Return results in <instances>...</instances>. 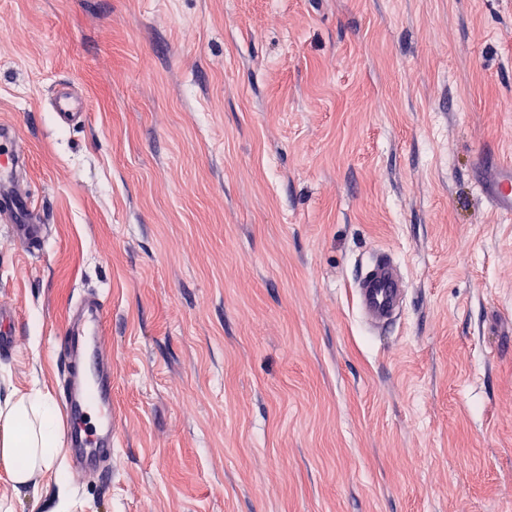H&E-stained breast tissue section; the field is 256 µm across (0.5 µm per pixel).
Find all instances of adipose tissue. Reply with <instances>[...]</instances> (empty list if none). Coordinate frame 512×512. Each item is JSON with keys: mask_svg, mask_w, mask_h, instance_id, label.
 I'll return each instance as SVG.
<instances>
[{"mask_svg": "<svg viewBox=\"0 0 512 512\" xmlns=\"http://www.w3.org/2000/svg\"><path fill=\"white\" fill-rule=\"evenodd\" d=\"M64 445L58 415L46 395L31 391L0 403V462L13 484L25 485L33 471L53 470Z\"/></svg>", "mask_w": 512, "mask_h": 512, "instance_id": "ef3b65f1", "label": "adipose tissue"}]
</instances>
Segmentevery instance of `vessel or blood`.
<instances>
[{"label":"vessel or blood","mask_w":512,"mask_h":512,"mask_svg":"<svg viewBox=\"0 0 512 512\" xmlns=\"http://www.w3.org/2000/svg\"><path fill=\"white\" fill-rule=\"evenodd\" d=\"M56 119L64 125L84 120L85 101L71 85H60L50 102ZM13 125L0 123V203L13 217L11 233L16 242L36 249L42 228L30 196L15 192L18 174L26 157L15 147ZM493 209L512 216V169L485 186ZM357 308L369 326H388L403 309L408 288L399 266L389 257L373 258L355 281ZM106 306L97 299L78 301L68 323L57 338L63 365L58 389L61 410L67 422L69 466L74 478H112V357L102 349L106 330Z\"/></svg>","instance_id":"1"}]
</instances>
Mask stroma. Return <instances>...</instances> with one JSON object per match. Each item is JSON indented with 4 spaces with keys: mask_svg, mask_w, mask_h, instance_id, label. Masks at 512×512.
Segmentation results:
<instances>
[{
    "mask_svg": "<svg viewBox=\"0 0 512 512\" xmlns=\"http://www.w3.org/2000/svg\"><path fill=\"white\" fill-rule=\"evenodd\" d=\"M0 121L39 252L0 211V400L105 299L112 483L12 512H512V0H0ZM82 92L75 127L50 110ZM499 108H491V101ZM409 297L373 334L355 262ZM56 119L64 125L83 121L86 117L84 98L71 85H60L53 94L50 102ZM499 176L492 184L481 186L490 199L493 209L502 217L512 214V169Z\"/></svg>",
    "mask_w": 512,
    "mask_h": 512,
    "instance_id": "1",
    "label": "stroma"
}]
</instances>
